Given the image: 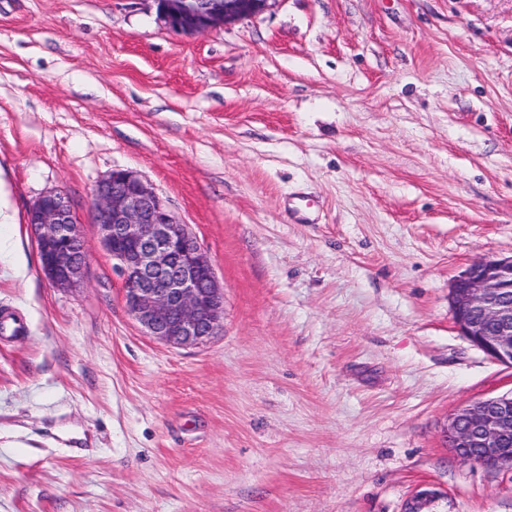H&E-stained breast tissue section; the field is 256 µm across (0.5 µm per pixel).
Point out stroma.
I'll return each mask as SVG.
<instances>
[{"label": "stroma", "instance_id": "stroma-1", "mask_svg": "<svg viewBox=\"0 0 512 512\" xmlns=\"http://www.w3.org/2000/svg\"><path fill=\"white\" fill-rule=\"evenodd\" d=\"M115 169L210 259L206 343L127 312L93 221ZM55 190L72 288L28 222ZM0 237L26 326L0 334V512H512V472L445 441L512 392L448 297L512 254V0H269L196 34L156 0H0ZM28 222L37 236L44 275L60 288L81 282L87 266L85 239L69 198L60 191L43 194L30 209Z\"/></svg>", "mask_w": 512, "mask_h": 512}]
</instances>
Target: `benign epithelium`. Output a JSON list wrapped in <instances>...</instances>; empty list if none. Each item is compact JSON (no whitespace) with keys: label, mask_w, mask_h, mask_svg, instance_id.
Segmentation results:
<instances>
[{"label":"benign epithelium","mask_w":512,"mask_h":512,"mask_svg":"<svg viewBox=\"0 0 512 512\" xmlns=\"http://www.w3.org/2000/svg\"><path fill=\"white\" fill-rule=\"evenodd\" d=\"M268 0H158L174 29L198 33L264 9ZM44 275L60 288L85 277L82 225L69 198L43 194L28 214ZM100 242L122 276L127 312L145 332L173 347L197 346L223 328L224 288L187 225L148 182L115 169L95 189ZM449 302L460 332L493 359L512 366V256L482 259L452 282ZM464 461L512 471V394L459 410L445 434Z\"/></svg>","instance_id":"7a95c632"}]
</instances>
